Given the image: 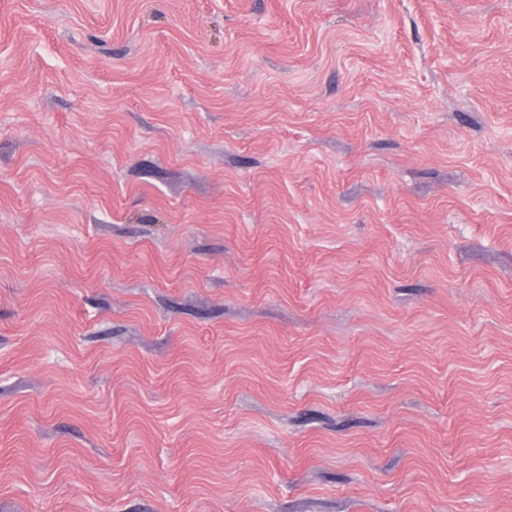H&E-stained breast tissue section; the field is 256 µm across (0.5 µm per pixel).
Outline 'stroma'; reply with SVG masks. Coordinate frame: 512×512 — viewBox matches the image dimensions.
Returning <instances> with one entry per match:
<instances>
[{"mask_svg":"<svg viewBox=\"0 0 512 512\" xmlns=\"http://www.w3.org/2000/svg\"><path fill=\"white\" fill-rule=\"evenodd\" d=\"M0 512H512V0H0Z\"/></svg>","mask_w":512,"mask_h":512,"instance_id":"obj_1","label":"stroma"}]
</instances>
